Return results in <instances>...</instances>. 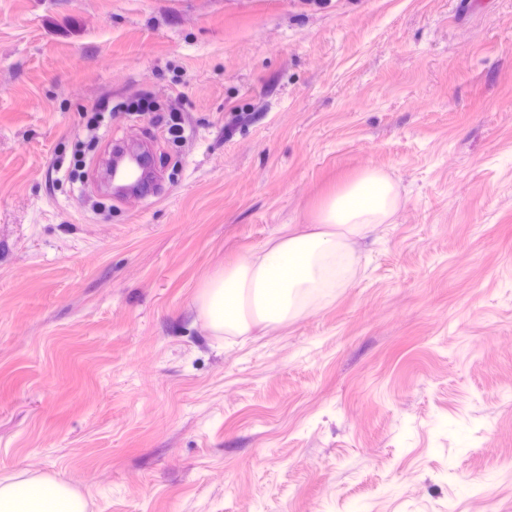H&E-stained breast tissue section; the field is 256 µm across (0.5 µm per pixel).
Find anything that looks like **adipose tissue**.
Here are the masks:
<instances>
[{
	"instance_id": "obj_1",
	"label": "adipose tissue",
	"mask_w": 512,
	"mask_h": 512,
	"mask_svg": "<svg viewBox=\"0 0 512 512\" xmlns=\"http://www.w3.org/2000/svg\"><path fill=\"white\" fill-rule=\"evenodd\" d=\"M396 207L388 177L367 170L313 213L310 230H292L202 286L199 310L218 333L242 330L246 317L276 325L319 296L342 287L355 270L351 238L386 222ZM8 512H81L82 499L39 478L0 485Z\"/></svg>"
}]
</instances>
